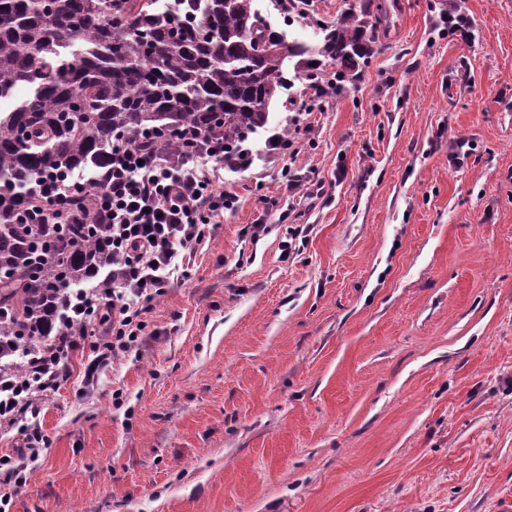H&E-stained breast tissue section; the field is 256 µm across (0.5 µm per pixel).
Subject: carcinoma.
<instances>
[{
	"mask_svg": "<svg viewBox=\"0 0 512 512\" xmlns=\"http://www.w3.org/2000/svg\"><path fill=\"white\" fill-rule=\"evenodd\" d=\"M380 18L350 7L319 50L268 25L255 0H0V358L63 334L71 287L112 267L107 225L24 224L48 172L103 169L112 145L159 128L161 151L182 129L224 136V166L267 128L278 92L338 66L336 90L356 83L374 52ZM30 133L27 139L21 134Z\"/></svg>",
	"mask_w": 512,
	"mask_h": 512,
	"instance_id": "carcinoma-1",
	"label": "carcinoma"
}]
</instances>
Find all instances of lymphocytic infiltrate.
Masks as SVG:
<instances>
[{"label": "lymphocytic infiltrate", "mask_w": 512, "mask_h": 512, "mask_svg": "<svg viewBox=\"0 0 512 512\" xmlns=\"http://www.w3.org/2000/svg\"><path fill=\"white\" fill-rule=\"evenodd\" d=\"M144 134L140 144L117 143L97 182L100 192L85 201L82 178L44 176L37 182L23 220L28 224H108L112 227V268L90 288L75 292L72 311L79 321L72 335L35 346L25 378L0 393V429L25 421V448L37 460L47 439L38 423L42 399L70 378L63 360L79 347L92 320L106 324L95 342L85 374L93 383L98 370L139 352L146 315L157 297L186 276L209 225L219 223L237 199L218 190L224 168V139L203 129L184 128L180 147L158 155Z\"/></svg>", "instance_id": "1"}]
</instances>
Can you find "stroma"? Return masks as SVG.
Segmentation results:
<instances>
[{
  "mask_svg": "<svg viewBox=\"0 0 512 512\" xmlns=\"http://www.w3.org/2000/svg\"><path fill=\"white\" fill-rule=\"evenodd\" d=\"M308 18L256 0L301 36ZM361 79L283 91L237 197L84 394L89 343L21 427L9 512H503L512 502V0H371ZM304 130L286 191L271 137ZM472 151L448 161L459 140ZM264 225L260 236L251 227ZM299 229L289 239V228ZM124 402L112 403L113 390Z\"/></svg>",
  "mask_w": 512,
  "mask_h": 512,
  "instance_id": "35a3bbf8",
  "label": "stroma"
}]
</instances>
